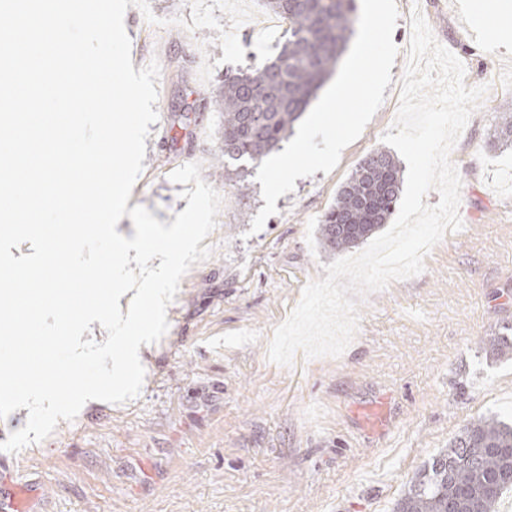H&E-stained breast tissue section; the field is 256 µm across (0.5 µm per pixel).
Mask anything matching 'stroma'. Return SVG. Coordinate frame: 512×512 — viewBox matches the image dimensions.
<instances>
[{
  "label": "stroma",
  "mask_w": 512,
  "mask_h": 512,
  "mask_svg": "<svg viewBox=\"0 0 512 512\" xmlns=\"http://www.w3.org/2000/svg\"><path fill=\"white\" fill-rule=\"evenodd\" d=\"M254 3L236 30L240 64L223 62L217 31L159 27L127 9L134 68L160 65L159 119L127 205L172 223L188 202L169 175L198 162L222 206L205 239L210 257L184 275L166 334L143 353L140 395L86 403L42 442L0 451V476H21L28 512H393L467 423L512 421V360L484 349L512 328V146L497 141L494 122L512 111V46L474 0H396L383 104L338 166L297 179L255 233L258 167L223 162L224 117L211 102L224 75L274 59L288 36L280 27L257 44L274 15ZM416 8L463 63L466 86L488 88L450 154L463 228L446 232L422 273L361 299L340 356L299 352L291 366L274 364L276 326L334 260L319 244L320 219L395 120Z\"/></svg>",
  "instance_id": "35a3bbf8"
}]
</instances>
